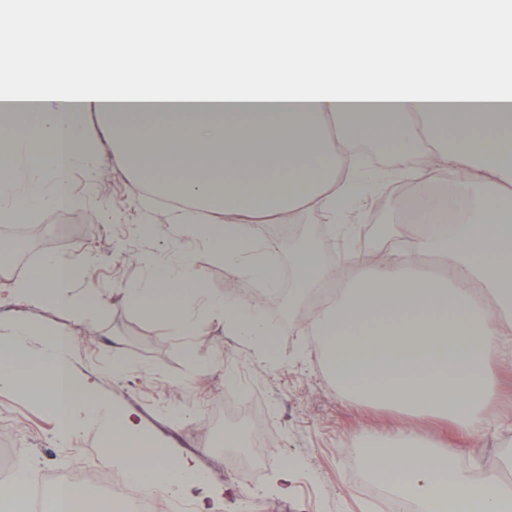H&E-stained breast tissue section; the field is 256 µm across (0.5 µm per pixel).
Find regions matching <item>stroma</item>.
I'll use <instances>...</instances> for the list:
<instances>
[{
	"mask_svg": "<svg viewBox=\"0 0 512 512\" xmlns=\"http://www.w3.org/2000/svg\"><path fill=\"white\" fill-rule=\"evenodd\" d=\"M158 179L147 171L129 172L119 158L105 152L82 158L66 174L70 205L25 217L24 226L39 227L41 235L35 241L15 238L20 260L0 272L1 326L28 321L45 331H68L73 338L72 371L94 381V398L134 413L161 447L176 457H193L209 478L204 485L188 482L158 490V497L188 512H197L202 499L210 512H385L383 499L365 498L363 490L374 479L368 472H356L355 462L368 452L367 437L383 436L405 422L459 447V463L470 475L494 472L512 482V466L506 464L512 457L510 358L494 355L488 360L498 397L484 413L495 427L476 446L467 447L451 421L412 419L399 408L364 404L340 393L312 337L285 331L280 310L262 309L275 342L269 358L258 345L225 333L223 318L205 301L187 306L193 328L182 332L135 310L122 291L146 280L144 259L149 255L171 265L190 257L210 296L251 302L261 297L256 281L232 277L223 259L180 226L178 209L161 210L147 190ZM159 219L170 226L169 236L143 237L140 225ZM83 253L92 257V269L73 289L94 300L92 317L35 308L16 295L29 269L46 256ZM116 364L121 372H113ZM229 390L261 397L268 442L253 486L228 464L210 436L208 411ZM0 418L7 420L10 441L31 474L46 466L59 476L87 471L106 457L91 430L61 443L54 419L35 395L0 386ZM287 461L299 467L283 496L272 475Z\"/></svg>",
	"mask_w": 512,
	"mask_h": 512,
	"instance_id": "stroma-1",
	"label": "stroma"
}]
</instances>
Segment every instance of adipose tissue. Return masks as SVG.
I'll list each match as a JSON object with an SVG mask.
<instances>
[{"label":"adipose tissue","mask_w":512,"mask_h":512,"mask_svg":"<svg viewBox=\"0 0 512 512\" xmlns=\"http://www.w3.org/2000/svg\"><path fill=\"white\" fill-rule=\"evenodd\" d=\"M176 28L146 52L133 30H154L166 11ZM477 15L489 38L452 16ZM63 39L46 38L40 67L13 53L20 32H42L38 10L0 7V199L8 211L62 208L65 173L88 146L85 116L107 119L104 141L132 172L162 174L169 195L189 200L183 227L223 258L227 270L276 293L264 224L307 208L327 223L351 211L360 187L356 147L395 145L402 177L435 184L405 200L412 222L389 224L391 249L376 264L349 252L342 286L289 328L312 336L340 391L419 416L452 418L465 437L487 428L495 392L487 359L512 354V6L504 0H71L56 13ZM459 221L446 224L447 208ZM434 253L440 273L418 256ZM89 269L70 255L32 267L20 294L32 306L88 315L72 290ZM191 259L153 263L125 289L139 312L176 330L186 304L205 297ZM491 303H484V296ZM235 335L271 353L258 305L205 297ZM30 323L0 339V385L38 395L68 441L89 428L108 442L111 464H127L140 487L201 483L190 457L169 462L134 415L107 405L84 416L93 381L73 377L68 332L47 333L37 363L25 360ZM368 468L417 512H512V487L488 473L476 482L458 449L412 427L371 442ZM447 469L443 482L438 469Z\"/></svg>","instance_id":"ef3b65f1"}]
</instances>
